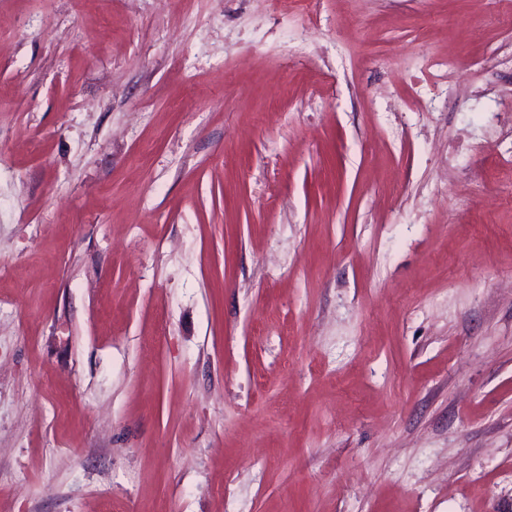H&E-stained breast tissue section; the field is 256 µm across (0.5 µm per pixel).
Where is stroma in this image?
<instances>
[{
	"instance_id": "obj_1",
	"label": "stroma",
	"mask_w": 512,
	"mask_h": 512,
	"mask_svg": "<svg viewBox=\"0 0 512 512\" xmlns=\"http://www.w3.org/2000/svg\"><path fill=\"white\" fill-rule=\"evenodd\" d=\"M0 0V512H512L501 0Z\"/></svg>"
}]
</instances>
